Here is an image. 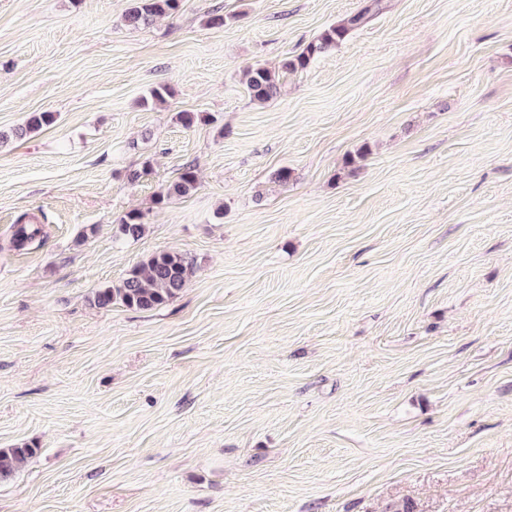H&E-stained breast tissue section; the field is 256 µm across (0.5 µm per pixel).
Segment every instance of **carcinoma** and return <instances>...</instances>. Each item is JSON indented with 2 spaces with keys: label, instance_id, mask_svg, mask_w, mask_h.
Segmentation results:
<instances>
[{
  "label": "carcinoma",
  "instance_id": "carcinoma-1",
  "mask_svg": "<svg viewBox=\"0 0 512 512\" xmlns=\"http://www.w3.org/2000/svg\"><path fill=\"white\" fill-rule=\"evenodd\" d=\"M180 0H129L123 21L129 27L139 29L152 24L159 17H170L179 9ZM380 0H371L361 10L347 15L337 24L324 30L309 42L303 50L284 58L281 69L284 72H297L306 69L312 60L326 53L350 34L363 27L379 9ZM246 88L252 101L265 104L278 94V78L275 73L263 66L251 67L246 72ZM55 121L52 112H34L25 124L9 133L0 134V141L22 138L29 133L50 125ZM198 185L196 170L185 167L179 176L165 185L156 195L155 203L165 205L174 198L192 194ZM119 232L127 239L135 240L145 232V215L139 210H131L119 221ZM44 239L42 225L22 215L13 225L11 246L22 249L36 240ZM194 273L193 264L176 250H165L152 254L146 260L132 267L117 286L98 289L94 294V305L109 308L116 303L131 309L155 310L169 304L187 287ZM36 449L25 444L14 448H0V479L14 475L18 468Z\"/></svg>",
  "mask_w": 512,
  "mask_h": 512
}]
</instances>
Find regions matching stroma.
<instances>
[{
    "mask_svg": "<svg viewBox=\"0 0 512 512\" xmlns=\"http://www.w3.org/2000/svg\"><path fill=\"white\" fill-rule=\"evenodd\" d=\"M367 3L0 0V131L58 115L0 147V512H512V0H382L251 101ZM162 250L176 299L95 307ZM180 0H130L123 16L128 27L139 29L152 24L159 17H170L179 9ZM379 6L380 0H372L361 10L345 16L336 25L324 30L317 38L309 42L299 54L284 58L281 64L282 71L294 73L306 69L312 60L326 53L357 29L363 27L375 11L379 9ZM246 88L253 102L265 104L278 94V78L272 71L263 67H251L246 72ZM55 121V114L53 112H34L29 115L25 124L18 126L11 130L10 133L0 134V141L4 144L11 138H22L27 134L39 130L43 126L52 124ZM198 185L196 170L192 166L185 167L179 176L166 184L156 195L155 203L165 205L174 198H181L192 194ZM119 232L126 239H138L145 232V215L139 210H131L119 221ZM11 246L15 249H22L36 240L44 239V230L41 224L27 219V215H21L13 225ZM37 451L28 444L14 448H0V479L14 475L18 468Z\"/></svg>",
    "mask_w": 512,
    "mask_h": 512,
    "instance_id": "stroma-1",
    "label": "stroma"
}]
</instances>
